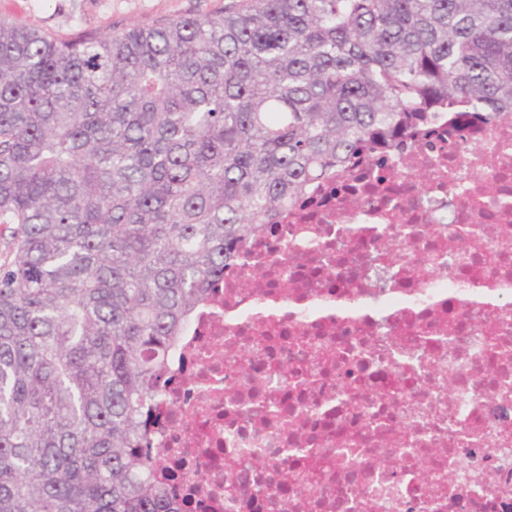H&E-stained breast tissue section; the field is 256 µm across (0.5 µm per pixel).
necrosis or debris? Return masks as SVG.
<instances>
[{"label": "necrosis or debris", "instance_id": "obj_1", "mask_svg": "<svg viewBox=\"0 0 512 512\" xmlns=\"http://www.w3.org/2000/svg\"><path fill=\"white\" fill-rule=\"evenodd\" d=\"M433 129L311 183L184 323L149 431L185 512H512V123Z\"/></svg>", "mask_w": 512, "mask_h": 512}]
</instances>
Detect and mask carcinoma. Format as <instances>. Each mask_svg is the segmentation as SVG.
<instances>
[{
    "label": "carcinoma",
    "mask_w": 512,
    "mask_h": 512,
    "mask_svg": "<svg viewBox=\"0 0 512 512\" xmlns=\"http://www.w3.org/2000/svg\"><path fill=\"white\" fill-rule=\"evenodd\" d=\"M460 99L512 123V0L0 17V512H182L142 451L182 325L311 179Z\"/></svg>",
    "instance_id": "carcinoma-1"
}]
</instances>
